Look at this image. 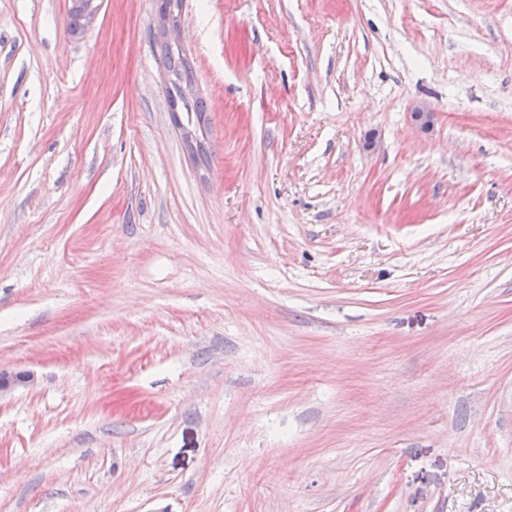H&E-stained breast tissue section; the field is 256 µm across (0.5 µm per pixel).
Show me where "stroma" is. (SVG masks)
Here are the masks:
<instances>
[{
    "mask_svg": "<svg viewBox=\"0 0 512 512\" xmlns=\"http://www.w3.org/2000/svg\"><path fill=\"white\" fill-rule=\"evenodd\" d=\"M72 4L0 0V512H512V0H183L200 152Z\"/></svg>",
    "mask_w": 512,
    "mask_h": 512,
    "instance_id": "stroma-1",
    "label": "stroma"
}]
</instances>
